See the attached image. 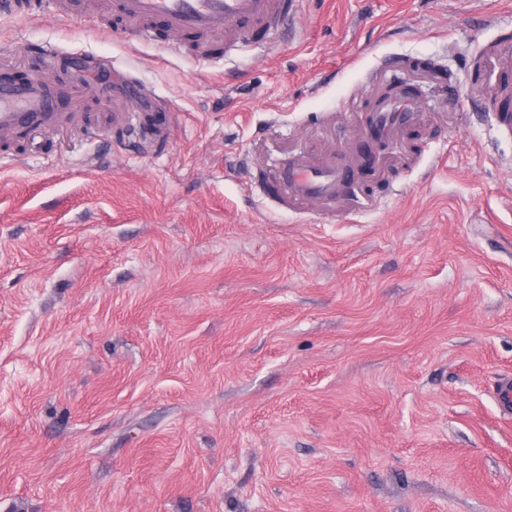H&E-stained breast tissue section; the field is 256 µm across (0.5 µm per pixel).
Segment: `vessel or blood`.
<instances>
[{
  "mask_svg": "<svg viewBox=\"0 0 512 512\" xmlns=\"http://www.w3.org/2000/svg\"><path fill=\"white\" fill-rule=\"evenodd\" d=\"M298 0H95L103 13L114 12L131 27L161 20L175 35L204 33L230 41L250 39L254 34L272 36ZM86 0H70L68 11L87 10ZM52 100L37 80L0 83V132L35 130L49 122ZM416 119L414 102L404 96L386 103L374 117V129L384 139H394ZM357 159L339 167L330 161L300 158L284 169L285 196L294 201L333 200L350 185Z\"/></svg>",
  "mask_w": 512,
  "mask_h": 512,
  "instance_id": "obj_1",
  "label": "vessel or blood"
}]
</instances>
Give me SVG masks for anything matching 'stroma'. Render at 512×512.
<instances>
[{
    "mask_svg": "<svg viewBox=\"0 0 512 512\" xmlns=\"http://www.w3.org/2000/svg\"><path fill=\"white\" fill-rule=\"evenodd\" d=\"M117 70L167 139L114 129ZM0 75L82 93L0 137V512H512V0H300L205 57L0 15ZM397 85L356 195L263 193ZM375 132L384 139L397 137L416 121L415 103L409 98L398 96L386 103L372 118Z\"/></svg>",
    "mask_w": 512,
    "mask_h": 512,
    "instance_id": "obj_1",
    "label": "stroma"
}]
</instances>
